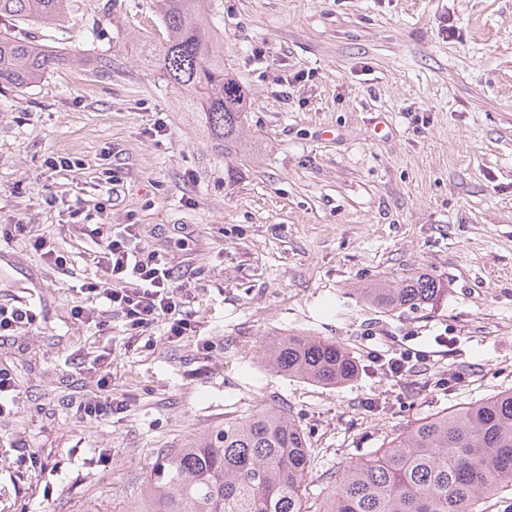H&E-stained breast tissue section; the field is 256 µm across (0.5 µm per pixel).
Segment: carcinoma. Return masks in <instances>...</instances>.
I'll list each match as a JSON object with an SVG mask.
<instances>
[{
	"mask_svg": "<svg viewBox=\"0 0 512 512\" xmlns=\"http://www.w3.org/2000/svg\"><path fill=\"white\" fill-rule=\"evenodd\" d=\"M67 0H0V16L57 20ZM213 0H155L161 39L146 46L164 80L188 91L211 134L234 140L244 126V93L224 72V44L207 26ZM61 62L53 52L0 31V84L23 88ZM447 293L427 273L362 288L386 312L432 305ZM275 372L320 386L359 375L340 343L289 333L260 346ZM313 459L302 428L285 410L262 407L224 421L156 464L134 512H488L512 494V389L418 420L384 447L350 464L316 509L307 506Z\"/></svg>",
	"mask_w": 512,
	"mask_h": 512,
	"instance_id": "obj_1",
	"label": "carcinoma"
}]
</instances>
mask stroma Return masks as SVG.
<instances>
[{
    "label": "stroma",
    "mask_w": 512,
    "mask_h": 512,
    "mask_svg": "<svg viewBox=\"0 0 512 512\" xmlns=\"http://www.w3.org/2000/svg\"><path fill=\"white\" fill-rule=\"evenodd\" d=\"M214 3L246 95L230 147L146 64L161 31L153 0L0 17L64 57L33 86H0V226L35 225L69 256L58 268L0 237V304L39 317L0 338V369L20 390L0 416V458L13 460L0 465V512H129L165 454L269 405L308 438L315 505L331 475L418 419L512 389V0ZM58 156L79 165L48 169ZM107 168L119 182H104ZM103 217L204 268L195 337L168 341L161 322L131 343L120 318L103 332L73 318L74 287L95 274L80 227ZM416 272L447 295L394 313L357 298ZM291 332L347 347L358 378L322 387L271 371L260 344ZM406 344L428 352L429 373L386 380L371 350ZM102 377L127 410L82 419ZM19 441L35 461L16 465Z\"/></svg>",
    "instance_id": "stroma-1"
}]
</instances>
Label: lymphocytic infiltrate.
Wrapping results in <instances>:
<instances>
[{
  "mask_svg": "<svg viewBox=\"0 0 512 512\" xmlns=\"http://www.w3.org/2000/svg\"><path fill=\"white\" fill-rule=\"evenodd\" d=\"M85 230L100 249L93 257L95 277L84 279L78 288L87 302L72 307L75 320L99 325L109 310L123 319L133 341L162 320L168 323V341L194 335V324L180 312L201 271L180 269L166 254L140 247L138 225L89 224ZM98 300L104 302V309L95 308Z\"/></svg>",
  "mask_w": 512,
  "mask_h": 512,
  "instance_id": "1",
  "label": "lymphocytic infiltrate"
}]
</instances>
